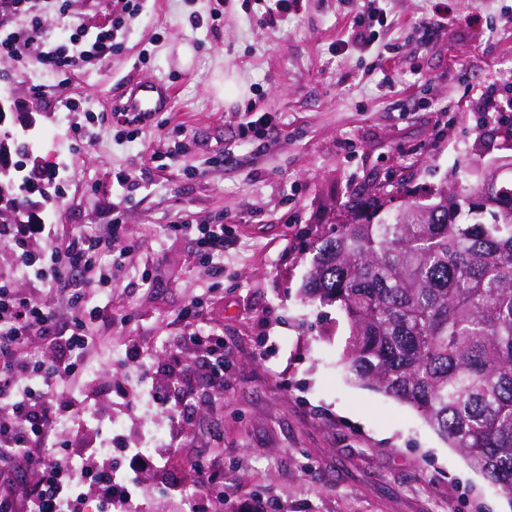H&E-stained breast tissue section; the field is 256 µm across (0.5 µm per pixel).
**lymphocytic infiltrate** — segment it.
I'll return each mask as SVG.
<instances>
[{"label": "lymphocytic infiltrate", "mask_w": 512, "mask_h": 512, "mask_svg": "<svg viewBox=\"0 0 512 512\" xmlns=\"http://www.w3.org/2000/svg\"><path fill=\"white\" fill-rule=\"evenodd\" d=\"M8 6L26 18L24 25L0 34V57L31 58L42 70L55 72L76 64H102L118 47L117 36L128 20L138 18L140 0H126L127 15L102 23L95 35L84 27L75 33L48 38L39 22L36 0H7ZM48 256L38 268L37 278L48 284L66 283L73 271L91 268L98 254L111 253L112 264L122 267L127 250L113 251L112 240L81 234L47 240ZM57 318L53 310L34 304L16 294L10 279L0 277V477L7 476L15 460H22L35 477L28 491L29 512H71L86 490H95L106 501L128 502L139 482L140 472L149 460L130 457L126 481L114 479L112 467L81 468L72 473L70 458L59 453L46 455L38 446L57 435V413L49 399L52 386L73 375L89 346L81 332L68 336L56 333ZM48 336L65 353V359L50 366H28L19 350L29 337Z\"/></svg>", "instance_id": "lymphocytic-infiltrate-1"}]
</instances>
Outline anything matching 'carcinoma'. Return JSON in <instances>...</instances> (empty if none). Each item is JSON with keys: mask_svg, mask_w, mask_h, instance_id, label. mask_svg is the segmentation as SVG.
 <instances>
[{"mask_svg": "<svg viewBox=\"0 0 512 512\" xmlns=\"http://www.w3.org/2000/svg\"><path fill=\"white\" fill-rule=\"evenodd\" d=\"M38 168L23 145L5 199ZM479 192L349 200L310 242L302 292L346 315L357 382L414 409L512 500V179Z\"/></svg>", "mask_w": 512, "mask_h": 512, "instance_id": "obj_1", "label": "carcinoma"}]
</instances>
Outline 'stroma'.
I'll return each mask as SVG.
<instances>
[{
  "instance_id": "obj_1",
  "label": "stroma",
  "mask_w": 512,
  "mask_h": 512,
  "mask_svg": "<svg viewBox=\"0 0 512 512\" xmlns=\"http://www.w3.org/2000/svg\"><path fill=\"white\" fill-rule=\"evenodd\" d=\"M121 7L68 0L63 15L42 6V24L53 37L73 23L91 30ZM362 26L371 46L350 40ZM150 80L171 87L170 109L117 122L125 89ZM0 98L18 109L0 137L28 144L50 176L36 223L104 235L118 217L115 249L136 247L111 282L77 277L91 344L51 399L66 420H120L68 437L76 452L111 442L122 470L126 449L163 431L140 475L145 512H248L257 500L265 512H512L411 407L345 374V316L300 294L303 246L353 188L454 189L512 156L496 134L512 118V0H381L374 13L364 0H303L272 25L255 0H144L103 66L57 73L0 57ZM254 113L271 125L243 134ZM181 143L188 151L174 155ZM124 175L137 188L122 200ZM185 219L231 226L223 255L204 259L194 236L173 231ZM44 248L40 236L0 247V275L61 309L65 332L66 296L24 270ZM196 336L222 340L221 382Z\"/></svg>"
}]
</instances>
